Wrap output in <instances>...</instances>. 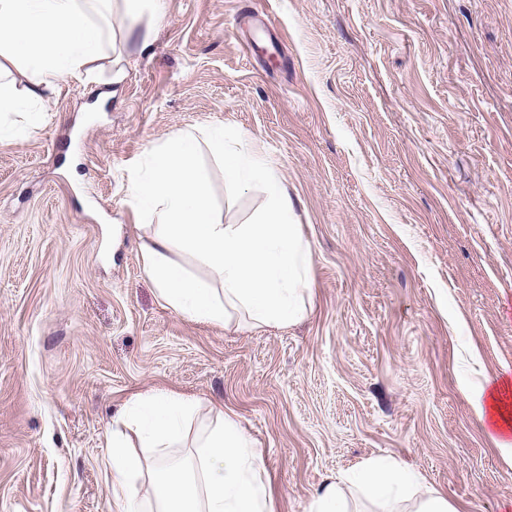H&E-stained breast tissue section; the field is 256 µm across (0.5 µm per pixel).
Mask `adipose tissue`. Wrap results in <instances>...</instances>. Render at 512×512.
<instances>
[{
	"mask_svg": "<svg viewBox=\"0 0 512 512\" xmlns=\"http://www.w3.org/2000/svg\"><path fill=\"white\" fill-rule=\"evenodd\" d=\"M112 0H0V48L27 63L35 79L26 89L0 79V115L34 110L61 77L85 80L107 38ZM208 148L224 165V185L237 190L260 181L268 208L258 223L227 224L211 205L209 173L197 164ZM133 202L150 236L145 266L167 305L189 319L230 324L246 312L255 327H286L306 313L311 261L294 204L277 169L257 153L224 148L220 129L183 130L149 153V164L132 184ZM190 253L211 273L204 280L175 260ZM193 399L159 391L131 399L112 425L110 485L116 512H267L262 455L231 418L216 415L195 438L190 457L173 458ZM487 419L497 447L512 446V379L490 387ZM137 437L147 455L132 453ZM149 480L151 495L135 488ZM358 487L381 512L412 501V512H457L445 497H420L417 475L398 462H364Z\"/></svg>",
	"mask_w": 512,
	"mask_h": 512,
	"instance_id": "ef3b65f1",
	"label": "adipose tissue"
}]
</instances>
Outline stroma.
<instances>
[{
  "mask_svg": "<svg viewBox=\"0 0 512 512\" xmlns=\"http://www.w3.org/2000/svg\"><path fill=\"white\" fill-rule=\"evenodd\" d=\"M123 0L91 82L0 140V512H114L130 396L223 408L262 453L271 512H311L369 458L457 512H512V454L476 414L512 373V0ZM251 54H244V47ZM244 133L277 168L312 270L296 324H207L146 273L130 183L182 130ZM214 208L251 224L261 184Z\"/></svg>",
  "mask_w": 512,
  "mask_h": 512,
  "instance_id": "obj_1",
  "label": "stroma"
}]
</instances>
